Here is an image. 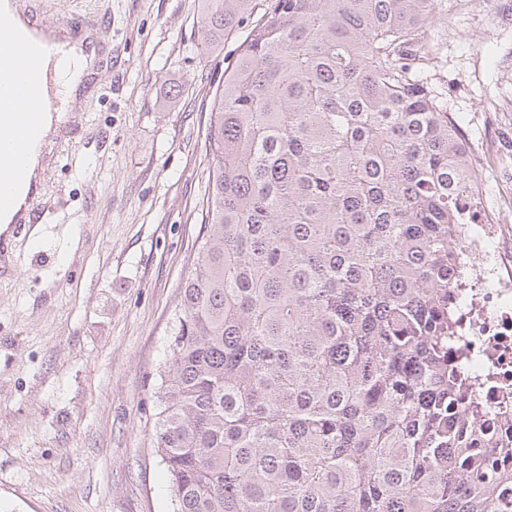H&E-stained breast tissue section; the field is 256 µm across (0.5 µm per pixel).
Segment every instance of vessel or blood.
<instances>
[{
  "mask_svg": "<svg viewBox=\"0 0 512 512\" xmlns=\"http://www.w3.org/2000/svg\"><path fill=\"white\" fill-rule=\"evenodd\" d=\"M48 26L42 18L24 31L0 23V174L19 182L39 117L55 109L41 69L42 56L54 50L41 36Z\"/></svg>",
  "mask_w": 512,
  "mask_h": 512,
  "instance_id": "b4317fda",
  "label": "vessel or blood"
}]
</instances>
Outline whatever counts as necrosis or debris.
<instances>
[{"label": "necrosis or debris", "instance_id": "obj_1", "mask_svg": "<svg viewBox=\"0 0 512 512\" xmlns=\"http://www.w3.org/2000/svg\"><path fill=\"white\" fill-rule=\"evenodd\" d=\"M454 244L463 267L451 278V359L467 383L479 430L473 445L512 449V225L482 223L465 208Z\"/></svg>", "mask_w": 512, "mask_h": 512}]
</instances>
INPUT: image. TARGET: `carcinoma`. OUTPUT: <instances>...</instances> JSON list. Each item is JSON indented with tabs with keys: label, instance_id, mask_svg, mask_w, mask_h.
Returning <instances> with one entry per match:
<instances>
[{
	"label": "carcinoma",
	"instance_id": "1",
	"mask_svg": "<svg viewBox=\"0 0 512 512\" xmlns=\"http://www.w3.org/2000/svg\"><path fill=\"white\" fill-rule=\"evenodd\" d=\"M435 2L275 0L224 69L152 434L174 512H512L448 362L479 177ZM251 8L204 0L203 43Z\"/></svg>",
	"mask_w": 512,
	"mask_h": 512
}]
</instances>
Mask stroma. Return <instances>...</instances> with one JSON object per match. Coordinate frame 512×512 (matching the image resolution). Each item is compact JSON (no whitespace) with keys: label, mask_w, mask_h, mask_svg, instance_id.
<instances>
[{"label":"stroma","mask_w":512,"mask_h":512,"mask_svg":"<svg viewBox=\"0 0 512 512\" xmlns=\"http://www.w3.org/2000/svg\"><path fill=\"white\" fill-rule=\"evenodd\" d=\"M30 2L110 42L40 183L44 225L0 276V512H173L152 428L213 166L207 117L272 0L207 47L203 0ZM431 37L486 213L512 225V0H437Z\"/></svg>","instance_id":"obj_1"}]
</instances>
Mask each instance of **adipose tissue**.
Instances as JSON below:
<instances>
[{
    "instance_id": "obj_1",
    "label": "adipose tissue",
    "mask_w": 512,
    "mask_h": 512,
    "mask_svg": "<svg viewBox=\"0 0 512 512\" xmlns=\"http://www.w3.org/2000/svg\"><path fill=\"white\" fill-rule=\"evenodd\" d=\"M58 46L61 50L60 56L46 58L44 71L51 93L63 108L69 109L78 99L83 84L92 71L95 54L88 51L84 43H76L67 38L60 40ZM58 133L55 116L49 112L44 113L39 121L34 143L26 155L27 182L23 185H12L15 209L13 214L0 216L1 224H9L13 215L23 213L26 185L40 180L45 169V157Z\"/></svg>"
}]
</instances>
